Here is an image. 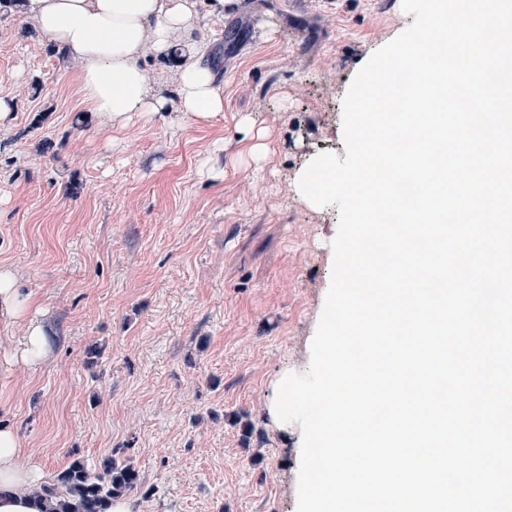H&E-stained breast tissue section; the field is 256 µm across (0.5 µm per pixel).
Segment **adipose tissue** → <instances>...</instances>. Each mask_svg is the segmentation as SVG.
I'll use <instances>...</instances> for the list:
<instances>
[{
	"label": "adipose tissue",
	"mask_w": 512,
	"mask_h": 512,
	"mask_svg": "<svg viewBox=\"0 0 512 512\" xmlns=\"http://www.w3.org/2000/svg\"><path fill=\"white\" fill-rule=\"evenodd\" d=\"M199 0H23L21 12L58 49L80 66L81 93L100 122L123 127L131 113L162 112L206 121L224 110L210 67L195 47H182L198 17ZM182 56L173 96L154 91L142 59L146 54ZM13 267L0 265V319L21 321L25 334L15 356L30 369L49 355L45 327L31 314L32 295L17 286ZM15 432L0 426V512H40L29 495L37 475L19 461Z\"/></svg>",
	"instance_id": "adipose-tissue-1"
}]
</instances>
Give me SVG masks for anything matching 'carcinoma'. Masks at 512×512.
Masks as SVG:
<instances>
[{
	"label": "carcinoma",
	"instance_id": "1",
	"mask_svg": "<svg viewBox=\"0 0 512 512\" xmlns=\"http://www.w3.org/2000/svg\"><path fill=\"white\" fill-rule=\"evenodd\" d=\"M134 491L145 497L152 494L133 465H120L106 457L91 467L76 458L52 481L35 488L33 495L41 504V512H106L111 499Z\"/></svg>",
	"mask_w": 512,
	"mask_h": 512
}]
</instances>
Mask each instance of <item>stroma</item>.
I'll list each match as a JSON object with an SVG mask.
<instances>
[{
    "instance_id": "stroma-1",
    "label": "stroma",
    "mask_w": 512,
    "mask_h": 512,
    "mask_svg": "<svg viewBox=\"0 0 512 512\" xmlns=\"http://www.w3.org/2000/svg\"><path fill=\"white\" fill-rule=\"evenodd\" d=\"M413 21L401 0L200 5L223 112L111 129L78 64L0 12V265L50 340L30 370L23 324L0 322V424L22 465L46 482L77 457L132 464L143 512H296L295 437L266 403L281 369H308L339 211L295 181L345 157L352 80Z\"/></svg>"
}]
</instances>
